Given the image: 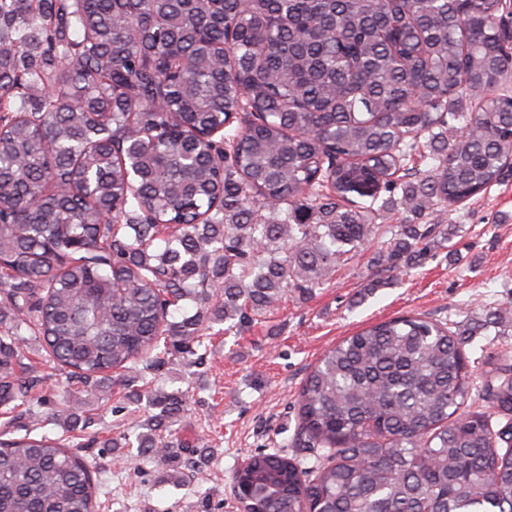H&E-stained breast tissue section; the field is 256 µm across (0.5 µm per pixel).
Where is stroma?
Listing matches in <instances>:
<instances>
[{
  "label": "stroma",
  "instance_id": "1",
  "mask_svg": "<svg viewBox=\"0 0 512 512\" xmlns=\"http://www.w3.org/2000/svg\"><path fill=\"white\" fill-rule=\"evenodd\" d=\"M426 221L456 231L436 239L419 267L384 273L381 287L372 288L369 259L384 240L376 235L313 294H288L261 321L214 335L204 365L178 363L163 372L159 383L187 397L183 424L190 437L214 456L178 481L158 460L82 449L104 481L99 512H240L236 469L260 451L292 454L295 402L327 347L394 317L462 327L488 308L512 304V176ZM89 401L95 430L113 437L127 428L122 387Z\"/></svg>",
  "mask_w": 512,
  "mask_h": 512
}]
</instances>
